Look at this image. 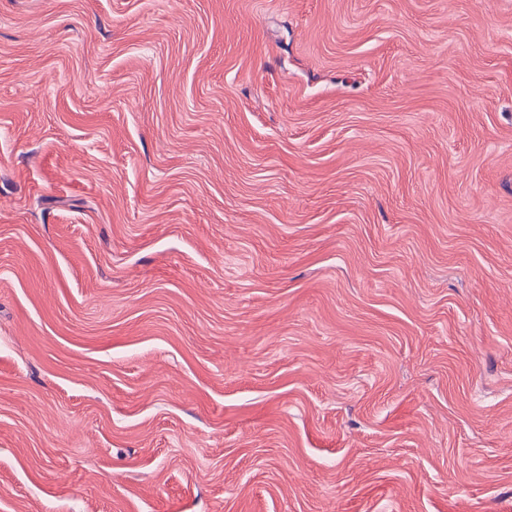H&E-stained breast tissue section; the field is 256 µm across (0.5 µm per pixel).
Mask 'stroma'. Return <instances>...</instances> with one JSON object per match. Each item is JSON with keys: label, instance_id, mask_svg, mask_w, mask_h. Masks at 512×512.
<instances>
[{"label": "stroma", "instance_id": "35a3bbf8", "mask_svg": "<svg viewBox=\"0 0 512 512\" xmlns=\"http://www.w3.org/2000/svg\"><path fill=\"white\" fill-rule=\"evenodd\" d=\"M0 512H512V0H0Z\"/></svg>", "mask_w": 512, "mask_h": 512}]
</instances>
